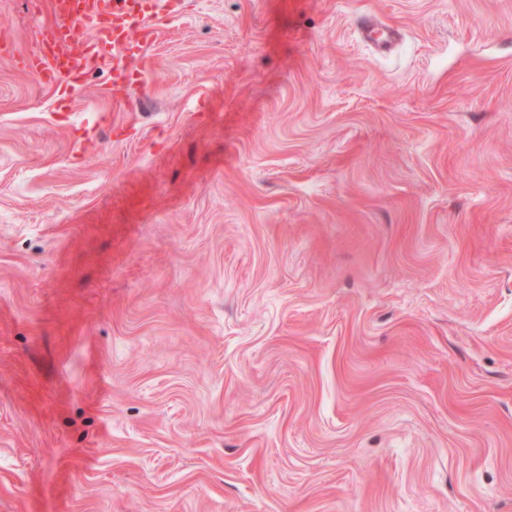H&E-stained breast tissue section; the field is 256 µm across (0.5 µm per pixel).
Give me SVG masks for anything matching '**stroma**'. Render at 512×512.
Returning <instances> with one entry per match:
<instances>
[{"label": "stroma", "instance_id": "stroma-1", "mask_svg": "<svg viewBox=\"0 0 512 512\" xmlns=\"http://www.w3.org/2000/svg\"><path fill=\"white\" fill-rule=\"evenodd\" d=\"M181 3L0 0V512H512V0ZM174 3L175 0H85L84 11L69 15L65 24L67 1H52L55 20L43 29V35L64 31L58 45L68 64L60 67L56 58L50 62L44 56L31 55L26 59L25 69L55 90L76 93L83 87L92 62L111 54L124 55L131 61L140 59L143 44L155 33L149 22L176 14ZM82 24L91 29L92 35L82 42L79 54H68L64 49L76 38Z\"/></svg>", "mask_w": 512, "mask_h": 512}]
</instances>
